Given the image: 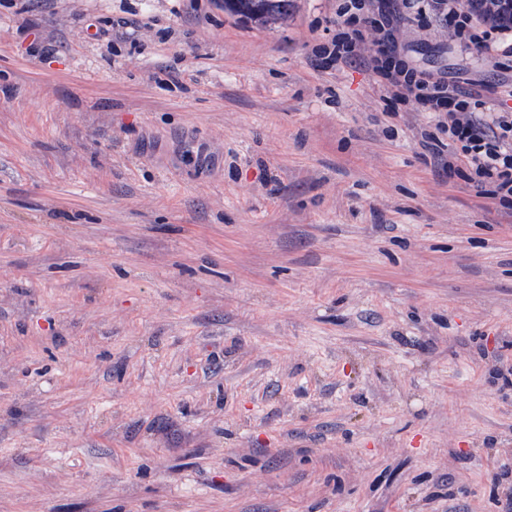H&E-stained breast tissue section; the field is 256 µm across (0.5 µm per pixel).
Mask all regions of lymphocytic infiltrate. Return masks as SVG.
<instances>
[{
    "label": "lymphocytic infiltrate",
    "instance_id": "1",
    "mask_svg": "<svg viewBox=\"0 0 512 512\" xmlns=\"http://www.w3.org/2000/svg\"><path fill=\"white\" fill-rule=\"evenodd\" d=\"M339 21L313 50L316 67L367 69L389 107L434 114L422 134L435 164L463 174L476 196L512 212V89H467L414 66L404 27L444 28L462 52L512 56V0H336Z\"/></svg>",
    "mask_w": 512,
    "mask_h": 512
}]
</instances>
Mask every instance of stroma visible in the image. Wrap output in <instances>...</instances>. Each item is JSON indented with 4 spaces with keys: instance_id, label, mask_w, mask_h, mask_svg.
<instances>
[{
    "instance_id": "1",
    "label": "stroma",
    "mask_w": 512,
    "mask_h": 512,
    "mask_svg": "<svg viewBox=\"0 0 512 512\" xmlns=\"http://www.w3.org/2000/svg\"><path fill=\"white\" fill-rule=\"evenodd\" d=\"M335 26L0 0V512H512V215Z\"/></svg>"
}]
</instances>
